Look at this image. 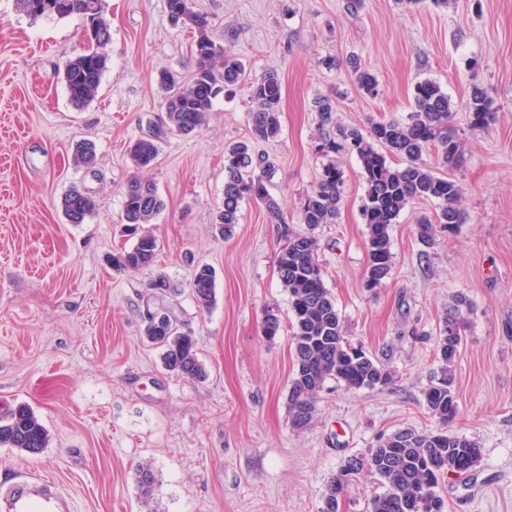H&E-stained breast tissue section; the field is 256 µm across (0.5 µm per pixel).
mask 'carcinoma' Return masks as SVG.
<instances>
[{
	"mask_svg": "<svg viewBox=\"0 0 512 512\" xmlns=\"http://www.w3.org/2000/svg\"><path fill=\"white\" fill-rule=\"evenodd\" d=\"M28 16L37 19L73 15L99 23L98 30L87 39V46L65 64L63 80L70 102L81 108L98 93L108 68L106 46L110 26L104 17L103 0H17ZM170 20L196 33L191 53L195 69L185 82L163 72L160 84L164 95V124L167 130L189 135L204 125L213 100L222 92L231 93L242 80L244 68L224 46L209 35L207 16L194 9V0H167ZM359 86L371 93L377 79L367 69L354 65ZM250 139L231 145L224 156V200L216 218L224 235L232 233L238 223L241 204L246 200L261 203L271 223L280 226L285 240L277 261L279 279L290 296L292 346L296 369L288 394L291 425L301 429L309 425L324 383L334 379L348 389L374 388L385 385L389 374L363 350L351 346L344 336V326L335 299L326 287L324 272L317 257L315 239L309 231L321 224H332L339 213L343 173L335 157L341 152L357 155L364 173L365 194L361 214L367 226L368 276L375 288L392 270L391 226L400 214L422 200H436L439 211L433 218L417 224V235L425 245L434 243L437 233L457 232L463 216L457 202L463 189L451 171L464 162V145L454 124V112L448 95L430 80L415 84L412 112L404 121H373L369 130L343 129L340 137L323 134L317 152L328 158L316 188L306 195L299 208V223L307 231H295L282 217L277 199L268 187V171L261 157L252 149L254 141H269L280 131L282 83L275 72H267L250 84ZM321 124L334 123L335 107L331 99L314 101ZM470 126L482 128L489 121L483 91L475 86L466 104ZM157 136L136 139L128 149L134 173L123 194V223L137 230L150 223L163 209L156 182L151 177L159 147ZM435 162L427 161L429 156ZM398 162H393L392 158ZM95 145L81 142L74 148V163L87 169L95 167ZM67 220L82 224L97 210L96 199L77 188L61 200ZM158 244L149 233L139 235L132 248L112 255V267L135 272L151 265L157 257ZM198 304L208 308L214 299L215 276L201 267L192 282ZM465 297L458 296L448 311L440 331L437 348L443 363L440 375L424 392L428 409L446 424L458 411L454 379L449 369L467 328ZM146 336L165 347L167 370L186 379H201L206 372L198 357L196 339L177 331V320L168 309L146 308ZM281 331L280 318L274 310L265 311L262 334L270 339ZM50 436L36 413L26 404L0 409V447L16 448L30 456L48 447ZM481 448L476 441L442 429L428 432L402 430L385 439L366 455L357 457L360 468L379 475L386 491L373 498L372 512H442L443 501L437 495L439 480L451 471L466 476L478 465ZM353 471L342 467L327 486L321 512H339L338 494ZM138 482L144 497L153 495L155 476L150 468L141 467Z\"/></svg>",
	"mask_w": 512,
	"mask_h": 512,
	"instance_id": "carcinoma-1",
	"label": "carcinoma"
}]
</instances>
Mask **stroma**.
Wrapping results in <instances>:
<instances>
[{
  "label": "stroma",
  "instance_id": "1",
  "mask_svg": "<svg viewBox=\"0 0 512 512\" xmlns=\"http://www.w3.org/2000/svg\"><path fill=\"white\" fill-rule=\"evenodd\" d=\"M210 36L245 66L247 81L218 95L206 125L161 133L153 170L164 200L146 232L159 245L136 272L112 266L135 239L121 220L132 174L128 146L158 131L160 71L189 78L193 30L174 25L167 0H104L109 68L97 97L69 102L66 62L84 45L78 17L31 18L0 0V405L28 404L50 433L31 457L0 447V512L15 485L36 480L59 512H320L345 459L403 429L439 428L424 391L439 372L437 338L456 296L469 303L454 365L458 413L448 430L482 452L470 476L447 473L443 512H512V0H194ZM331 57L333 68L322 61ZM377 77L360 89L349 65ZM269 70L282 81L280 132L255 142L268 188L290 227L325 163L314 101L329 97L336 123L406 119L416 82L446 92L466 161L454 171L464 215L433 246L417 223L438 204L419 201L391 231L392 271L365 285L364 175L342 154L335 223L318 226V259L348 341L386 370L388 384L349 390L327 380L311 423L293 428L288 293L277 274L284 245L264 207L246 201L231 235L215 218L224 199V153L250 134L247 82ZM482 88L493 121L472 128L466 103ZM95 143L94 169L75 165L77 142ZM94 196L96 213L68 223L61 199ZM215 272L202 308L197 267ZM166 280L180 331L197 340L206 376L167 371L145 336L143 311ZM277 310L279 336L261 333ZM156 480L144 497L138 468ZM382 479L365 470L339 495L340 512H371Z\"/></svg>",
  "mask_w": 512,
  "mask_h": 512
}]
</instances>
